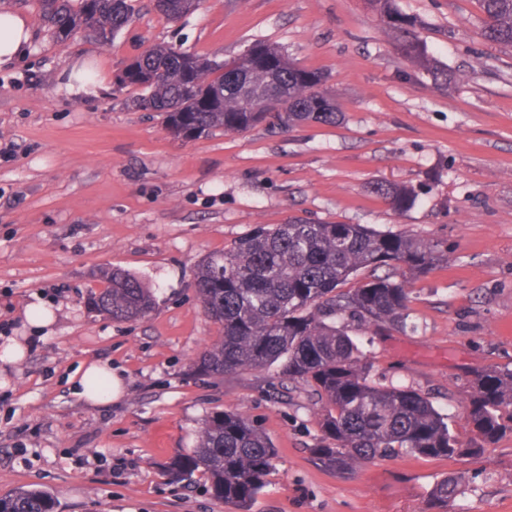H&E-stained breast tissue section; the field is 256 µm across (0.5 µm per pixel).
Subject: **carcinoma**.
Masks as SVG:
<instances>
[{"instance_id":"obj_1","label":"carcinoma","mask_w":512,"mask_h":512,"mask_svg":"<svg viewBox=\"0 0 512 512\" xmlns=\"http://www.w3.org/2000/svg\"><path fill=\"white\" fill-rule=\"evenodd\" d=\"M39 24L59 43L81 35L99 44L112 41L135 11L134 0H35ZM396 33L402 55L429 75L437 89L448 87V70L439 67L417 35L419 20L395 0H371ZM485 40L512 47V0H480ZM200 0H155L170 21L194 11ZM263 58L247 71L255 83L267 80L266 60L279 68L287 99L256 105L215 83L218 62L158 44L126 65V85L142 90L138 108L164 116L177 137L216 131L233 135L257 124L289 130L314 121L334 124L340 109L322 86L323 73L300 67L280 47L257 43ZM374 193L396 209L412 206L416 189L377 185ZM453 257L432 240L407 232H384L364 224H315L290 219L272 228L255 226L227 250L199 265L195 288L205 314L221 326L220 336L193 361L197 373L224 378L242 369L277 367L290 382L305 383L316 397L315 416L330 444L311 449L319 465L346 474L376 460L463 458L512 432V370L483 368L471 381L465 411L472 436L463 440L448 426V415L408 386L371 378V363L342 320L358 317L403 330L409 318L410 284ZM395 263V270L377 274ZM105 286L89 303L123 322L145 318L156 308L152 291L121 268L102 271ZM357 286L342 291L350 280ZM277 458L276 448L242 413L214 410L203 419L193 451L178 470H202L212 494L238 512H249ZM460 480L446 476L428 492V509L448 512ZM54 495L18 488L0 496V512H54Z\"/></svg>"}]
</instances>
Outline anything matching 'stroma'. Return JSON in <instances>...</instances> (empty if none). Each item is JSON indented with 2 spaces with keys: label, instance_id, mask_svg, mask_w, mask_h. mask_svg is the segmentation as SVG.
<instances>
[{
  "label": "stroma",
  "instance_id": "obj_1",
  "mask_svg": "<svg viewBox=\"0 0 512 512\" xmlns=\"http://www.w3.org/2000/svg\"><path fill=\"white\" fill-rule=\"evenodd\" d=\"M396 4L423 21L421 39L454 75L447 91L401 55L369 0H203L176 22L136 0L106 45L59 44L20 7L31 50L0 67V344L19 340L26 355L0 368V496L45 489L56 512H231L202 472H168L220 407L278 450L250 512H428L449 475L464 492L448 512H512V434L475 458L404 455L340 476L312 455L324 439L305 384L191 370L220 334L194 286L199 261L292 217L407 231L452 253L412 281L406 330L350 322L373 379L425 394L464 439L474 371L512 370V49L484 39L480 0ZM260 41L325 73L338 124L181 139L133 107L137 88L113 82L156 44L225 61ZM85 73L105 91L67 95L68 76ZM378 183L421 192L397 210ZM111 266L152 289L150 316L118 322L88 306ZM33 304L53 311L50 326L29 324ZM92 359L124 373L118 403L73 392Z\"/></svg>",
  "mask_w": 512,
  "mask_h": 512
}]
</instances>
